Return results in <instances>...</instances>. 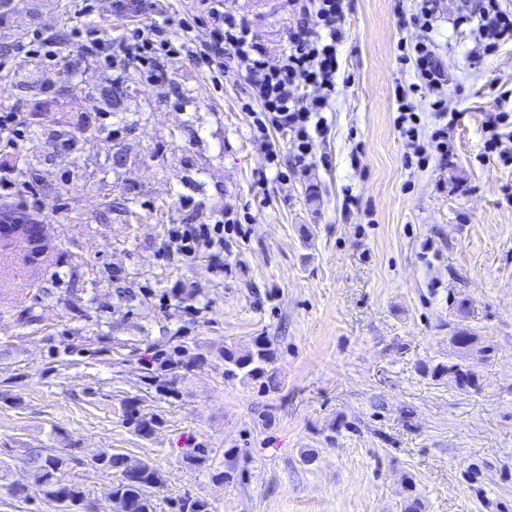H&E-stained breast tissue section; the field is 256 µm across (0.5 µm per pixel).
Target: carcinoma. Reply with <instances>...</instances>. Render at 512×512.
<instances>
[{
  "label": "carcinoma",
  "mask_w": 512,
  "mask_h": 512,
  "mask_svg": "<svg viewBox=\"0 0 512 512\" xmlns=\"http://www.w3.org/2000/svg\"><path fill=\"white\" fill-rule=\"evenodd\" d=\"M452 344L457 346L458 357L447 362L439 361L429 365H421L423 373L435 380L452 377L457 388L467 392L476 393L480 390L479 367L486 363L494 352V347L484 337L479 336L472 329L451 325ZM478 346L479 357L468 358V349ZM175 360L169 370L172 377L166 383V391L176 393V385L181 379L179 370H192L202 363L196 356L186 357V349L179 345ZM276 354L264 339H257L252 347L238 349L236 347L224 348V378H236L249 381L258 386L261 392H275L279 389L274 363ZM127 420L134 425V430L142 435L152 431L157 418L141 413L135 406L127 408ZM73 455L62 454L54 448H37L28 453L27 463L42 498L52 505L55 512H87L90 501L84 489L76 483L63 479V472ZM92 462L104 471L115 474L112 485L105 493L106 499L114 496L122 498L128 505L129 512H156L154 496L157 489L165 483L162 471L144 460H132L119 452H96L91 455Z\"/></svg>",
  "instance_id": "obj_1"
}]
</instances>
